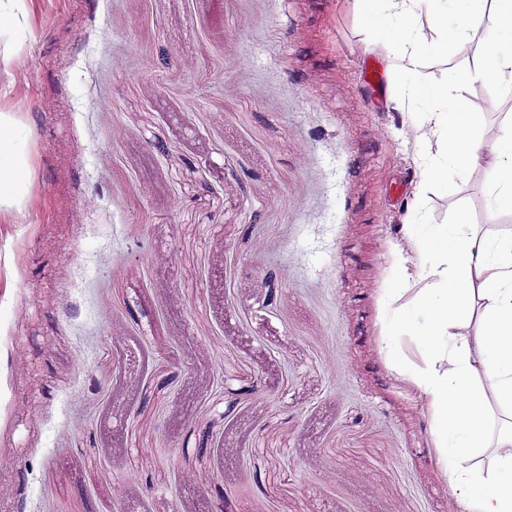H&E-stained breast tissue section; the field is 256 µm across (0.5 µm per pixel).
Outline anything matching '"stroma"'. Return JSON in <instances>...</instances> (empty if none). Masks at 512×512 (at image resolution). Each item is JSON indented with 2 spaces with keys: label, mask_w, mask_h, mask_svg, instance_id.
Returning <instances> with one entry per match:
<instances>
[{
  "label": "stroma",
  "mask_w": 512,
  "mask_h": 512,
  "mask_svg": "<svg viewBox=\"0 0 512 512\" xmlns=\"http://www.w3.org/2000/svg\"><path fill=\"white\" fill-rule=\"evenodd\" d=\"M0 111V503L22 512H457L382 286L419 177L358 0H26ZM496 139L512 93L461 90ZM432 186V224L487 206ZM10 117L0 114V206L11 207L17 198L16 192L25 178L28 164L24 156L16 153L11 139Z\"/></svg>",
  "instance_id": "stroma-1"
}]
</instances>
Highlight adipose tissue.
Segmentation results:
<instances>
[{
	"mask_svg": "<svg viewBox=\"0 0 512 512\" xmlns=\"http://www.w3.org/2000/svg\"><path fill=\"white\" fill-rule=\"evenodd\" d=\"M368 44L389 62L393 95L418 105L416 163L426 186L483 167L491 209L512 211V121L491 143L457 87L486 80L512 89V0H361ZM487 35L474 40V24ZM474 43L476 64L453 68L431 89L409 74L449 40ZM0 114V206L13 205L28 164ZM394 247L383 292V342L394 369L427 398L431 433L458 512H512V230L478 231L465 218L434 225L412 217ZM418 285L414 309L402 299ZM413 337L410 360L402 337Z\"/></svg>",
	"mask_w": 512,
	"mask_h": 512,
	"instance_id": "ef3b65f1",
	"label": "adipose tissue"
}]
</instances>
